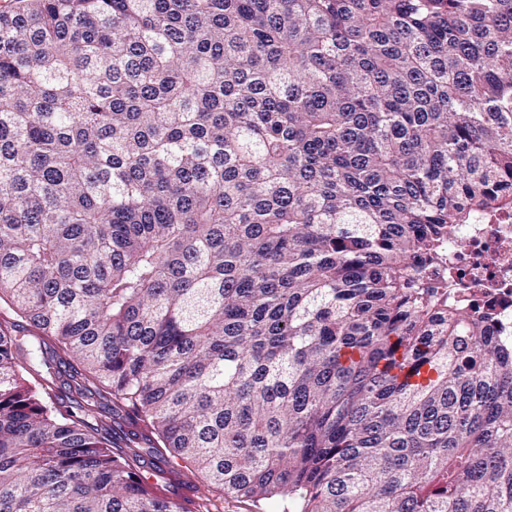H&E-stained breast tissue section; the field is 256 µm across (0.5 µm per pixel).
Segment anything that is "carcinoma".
Listing matches in <instances>:
<instances>
[{
  "label": "carcinoma",
  "mask_w": 512,
  "mask_h": 512,
  "mask_svg": "<svg viewBox=\"0 0 512 512\" xmlns=\"http://www.w3.org/2000/svg\"><path fill=\"white\" fill-rule=\"evenodd\" d=\"M511 200L512 0H3L0 512H512ZM475 223L460 225L448 242L457 301L465 309L490 310L496 333L511 344L512 205L488 209ZM211 499L208 503L210 512H282L283 508L280 501L276 498L260 502L261 509L255 507L251 500L245 498H233L224 494V498L219 492H206ZM214 504V505H209ZM216 507L218 510H215Z\"/></svg>",
  "instance_id": "1"
}]
</instances>
